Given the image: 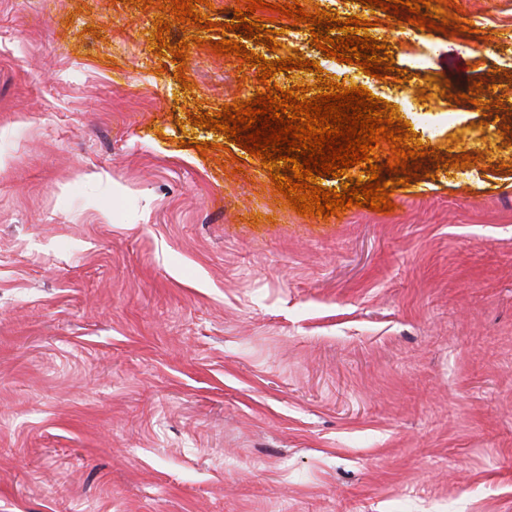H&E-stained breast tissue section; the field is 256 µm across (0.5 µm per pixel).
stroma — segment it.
Here are the masks:
<instances>
[{"mask_svg": "<svg viewBox=\"0 0 512 512\" xmlns=\"http://www.w3.org/2000/svg\"><path fill=\"white\" fill-rule=\"evenodd\" d=\"M455 3L472 31L356 13L396 68L434 43L454 120L401 118L476 163L323 218L189 122L261 87L211 41L290 55L236 0L166 33L206 41L187 88L158 7L0 0V512H512V0Z\"/></svg>", "mask_w": 512, "mask_h": 512, "instance_id": "35a3bbf8", "label": "stroma"}]
</instances>
